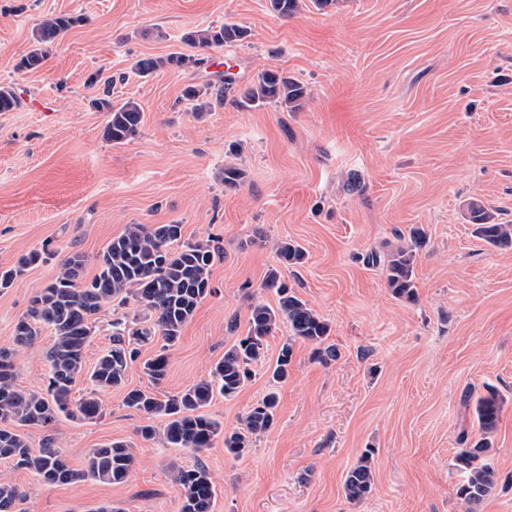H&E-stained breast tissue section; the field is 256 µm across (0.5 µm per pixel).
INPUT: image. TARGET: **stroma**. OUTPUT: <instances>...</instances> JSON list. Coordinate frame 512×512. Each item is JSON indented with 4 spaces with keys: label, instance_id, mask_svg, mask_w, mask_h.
Returning a JSON list of instances; mask_svg holds the SVG:
<instances>
[{
    "label": "stroma",
    "instance_id": "obj_1",
    "mask_svg": "<svg viewBox=\"0 0 512 512\" xmlns=\"http://www.w3.org/2000/svg\"><path fill=\"white\" fill-rule=\"evenodd\" d=\"M60 14L81 21L40 68L19 69L37 25ZM225 22L248 31L232 46V74L212 67L211 49L196 68L133 72L140 58L185 51V33ZM264 71L305 86L298 110L239 106ZM223 83V105L196 115L185 88ZM0 85L21 99L0 112V268L55 252L0 292V348H13L18 318L69 252L85 255L88 281L128 225L179 224L184 239L220 238L224 255L169 351L158 397L208 376L252 300L275 304L259 285L277 241L306 251L285 277L329 323L338 352L323 362L295 342L287 380L273 383L280 326L252 380L213 398L207 413L230 431L278 394L274 428L242 459L220 438L198 455L139 438L145 420L116 389L99 391L97 420L23 428L32 449L53 438L76 469L109 442H133L135 454L121 484L45 486L0 460L23 512H181L171 470L199 461L214 481L212 512H462L451 463L460 435L477 438L478 427L461 395L488 384L504 400L490 457L512 474V248L487 245L467 219L477 199L512 224V0H301L288 18L270 0H0ZM105 93L141 106L126 143L104 136L108 115L92 101ZM229 163L245 174L232 188L219 177ZM413 227L426 239L408 303L365 257ZM53 340L43 331L18 352L19 386L45 391ZM367 448L374 484L351 503L344 478Z\"/></svg>",
    "mask_w": 512,
    "mask_h": 512
}]
</instances>
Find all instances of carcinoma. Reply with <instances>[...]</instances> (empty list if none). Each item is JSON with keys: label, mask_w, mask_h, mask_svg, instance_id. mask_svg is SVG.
Returning a JSON list of instances; mask_svg holds the SVG:
<instances>
[{"label": "carcinoma", "mask_w": 512, "mask_h": 512, "mask_svg": "<svg viewBox=\"0 0 512 512\" xmlns=\"http://www.w3.org/2000/svg\"><path fill=\"white\" fill-rule=\"evenodd\" d=\"M81 22L75 15H52L43 18L34 33V46L20 62V68L35 70L46 59V48L61 40L73 26ZM247 31L240 25L225 22L218 26L187 33L184 43L194 49L219 47L242 41ZM204 59L194 54L175 52L165 57L138 59L133 69L147 77L166 67L199 66ZM186 99L194 102V110L202 114L214 104L224 103V89L188 86ZM305 96L302 84L277 72L265 71L255 85L242 96L244 107L276 103L293 111ZM20 102L16 89L0 86V112L12 111ZM99 110L109 113L105 137L114 144H123L135 137L142 122L138 103L126 101L113 104L100 97L92 100ZM469 221L475 233L494 247L512 246V224H499L486 206L474 200L467 206ZM420 228L409 230V236H397L399 243L385 244V249L366 256L367 264L382 266L388 287L395 297L416 301L414 281L416 253L424 244ZM280 267L270 269L260 288L277 296L276 307L253 301L245 334L236 337L224 350V357L212 365L209 376L174 395L163 399L143 388L127 387L128 375L138 361L141 347L159 336L165 347L172 348L180 338L183 326L192 318L198 305L210 294L211 268L223 250L212 237L195 241L182 240L180 224H132L121 236L112 239L99 256V272L89 281L83 280L85 256L68 254L60 263L54 278L31 297L25 313L14 329V344L30 347L48 328L55 336L46 352L49 378L43 392L28 391L17 384L16 364L0 372V459L11 461L18 469L30 471L44 485L78 484L89 478L121 484L132 471L135 461L133 446L115 441L93 449L88 467L73 469L52 438L45 439L39 451H33L18 428L45 426L58 415L94 420L103 408L95 395L73 399L78 380L88 376L100 389L124 390V405L139 412L145 419L166 418L163 428L147 423L137 429L144 440L159 439L169 448H187L195 453L213 446L215 438L224 435V451L235 458L249 454L257 439L270 430L276 419L278 397L266 394L247 411L242 426L222 432L221 424L204 412L215 394L234 398L252 378V367L264 360L267 339L280 325H288V336L282 344L272 371L273 380L288 376L294 342L302 340L315 346V354L323 361L335 360L337 350L325 344L329 324L308 303L297 296L282 275L280 268L305 262L304 249L294 242L277 245ZM47 250L31 251L12 268L0 269V291L10 288L17 276L27 268L46 261ZM134 301L144 316L117 318L112 322V345L97 359L90 372H85V352L95 332L97 315L109 304L125 305ZM142 371L152 385L161 384L168 373V357L161 353L143 362ZM477 398L467 390L463 402L476 399L475 415L480 439L468 445L463 434L452 467L462 475L456 495L465 512H477L479 505L498 485L499 474L490 458L489 438L497 428L502 398L491 385ZM374 449H365L357 464L344 480L345 498L351 502L364 499L373 484ZM172 480L181 487V512H210L214 487L210 474L201 463L178 467L171 471ZM24 499L15 485L0 478V512H22L18 506Z\"/></svg>", "instance_id": "1"}]
</instances>
